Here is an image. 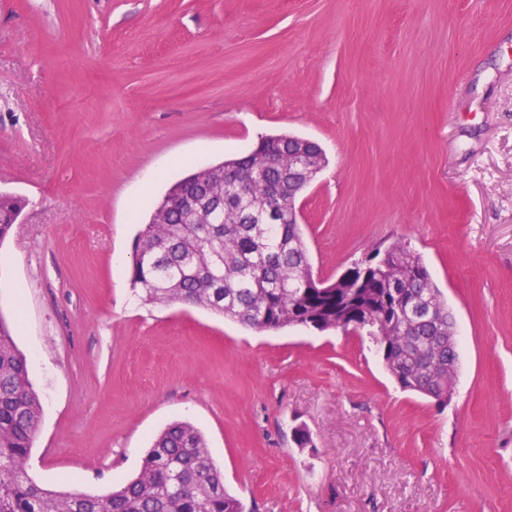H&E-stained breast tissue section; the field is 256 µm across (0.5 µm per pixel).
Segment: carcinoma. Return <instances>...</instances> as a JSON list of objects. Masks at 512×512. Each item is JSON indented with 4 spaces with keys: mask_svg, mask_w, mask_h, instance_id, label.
Here are the masks:
<instances>
[{
    "mask_svg": "<svg viewBox=\"0 0 512 512\" xmlns=\"http://www.w3.org/2000/svg\"><path fill=\"white\" fill-rule=\"evenodd\" d=\"M259 154L288 161V137H265L257 151L213 169H250ZM279 185L278 170L262 171L249 178L246 192L260 207ZM196 190L193 173L162 205ZM22 203L0 194V242ZM278 215V224H252L231 192L222 224H190L175 209L166 223L153 218L134 244L131 285L150 303L197 305L260 331L352 325L373 339L400 389L448 405V303L422 256L399 241L377 246L353 265L358 274L367 269L363 282L325 289L309 281L308 249L300 225L288 223V206ZM41 411L27 360L0 316V512H245L224 489L203 434L188 422L159 434L139 475L109 494L45 489L26 470Z\"/></svg>",
    "mask_w": 512,
    "mask_h": 512,
    "instance_id": "carcinoma-1",
    "label": "carcinoma"
}]
</instances>
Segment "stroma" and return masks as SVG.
Returning <instances> with one entry per match:
<instances>
[{
    "label": "stroma",
    "mask_w": 512,
    "mask_h": 512,
    "mask_svg": "<svg viewBox=\"0 0 512 512\" xmlns=\"http://www.w3.org/2000/svg\"><path fill=\"white\" fill-rule=\"evenodd\" d=\"M278 134L326 157L300 198L316 274L423 256L457 323L447 407L368 337L115 278L199 144L215 164ZM1 190L29 201L0 316L42 403L39 485L107 493L181 419L250 512H512V0H0Z\"/></svg>",
    "instance_id": "35a3bbf8"
}]
</instances>
